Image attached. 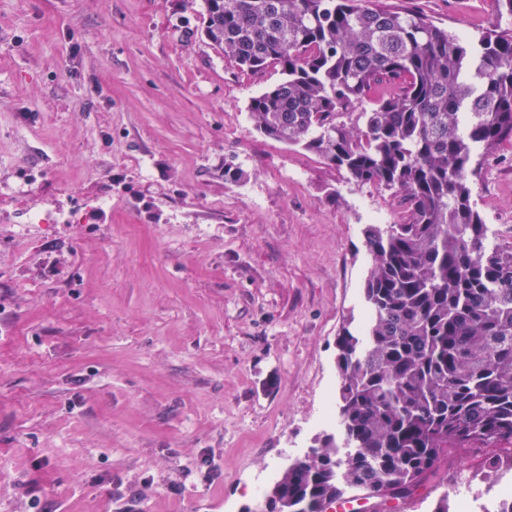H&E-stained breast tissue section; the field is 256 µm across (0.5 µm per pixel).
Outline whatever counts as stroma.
Returning <instances> with one entry per match:
<instances>
[{
    "label": "stroma",
    "instance_id": "1",
    "mask_svg": "<svg viewBox=\"0 0 512 512\" xmlns=\"http://www.w3.org/2000/svg\"><path fill=\"white\" fill-rule=\"evenodd\" d=\"M381 3L512 27L495 0ZM204 26L203 0H0V512L255 510L335 431L336 334L396 197L259 133L279 72ZM471 187L512 244V148ZM482 458L450 451L400 512H485L512 472Z\"/></svg>",
    "mask_w": 512,
    "mask_h": 512
}]
</instances>
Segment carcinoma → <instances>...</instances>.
Returning a JSON list of instances; mask_svg holds the SVG:
<instances>
[{
	"instance_id": "obj_1",
	"label": "carcinoma",
	"mask_w": 512,
	"mask_h": 512,
	"mask_svg": "<svg viewBox=\"0 0 512 512\" xmlns=\"http://www.w3.org/2000/svg\"><path fill=\"white\" fill-rule=\"evenodd\" d=\"M205 34L242 69L264 135L394 191L372 224L362 334L336 336L338 426L288 465L266 512L401 503L450 448L512 451V245H487L470 178L512 146V28L475 38L372 0H204Z\"/></svg>"
}]
</instances>
